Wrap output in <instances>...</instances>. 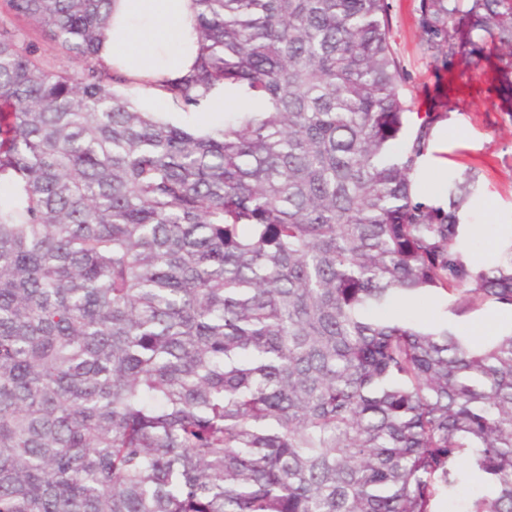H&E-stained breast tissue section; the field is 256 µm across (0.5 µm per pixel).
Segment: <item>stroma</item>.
<instances>
[{
	"instance_id": "35a3bbf8",
	"label": "stroma",
	"mask_w": 512,
	"mask_h": 512,
	"mask_svg": "<svg viewBox=\"0 0 512 512\" xmlns=\"http://www.w3.org/2000/svg\"><path fill=\"white\" fill-rule=\"evenodd\" d=\"M391 44L409 81L404 96L413 111L442 106L447 93L438 89L432 66L419 49L417 0H389ZM491 78L469 84L465 100L441 122L432 139L424 178H444L475 164L481 169L479 187L469 208L475 250L484 262H494L499 249L512 240V126L504 124Z\"/></svg>"
}]
</instances>
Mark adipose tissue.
Returning <instances> with one entry per match:
<instances>
[{
  "mask_svg": "<svg viewBox=\"0 0 512 512\" xmlns=\"http://www.w3.org/2000/svg\"><path fill=\"white\" fill-rule=\"evenodd\" d=\"M197 55L193 0H111L97 63L130 89L150 88L156 107L172 109L165 87L186 75Z\"/></svg>",
  "mask_w": 512,
  "mask_h": 512,
  "instance_id": "adipose-tissue-1",
  "label": "adipose tissue"
}]
</instances>
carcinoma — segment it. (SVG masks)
<instances>
[{"instance_id": "carcinoma-1", "label": "carcinoma", "mask_w": 512, "mask_h": 512, "mask_svg": "<svg viewBox=\"0 0 512 512\" xmlns=\"http://www.w3.org/2000/svg\"><path fill=\"white\" fill-rule=\"evenodd\" d=\"M109 0L0 16V512H512V330L395 309L512 308V241L470 256L480 170L418 191L388 0H195L185 114L144 112L96 52ZM436 79L512 101V0H418ZM25 18L81 64L55 71ZM210 112L200 117L204 126L212 127L222 125L224 122V85L218 86L211 92ZM504 311H509L510 317L508 319H502L497 324L489 325L488 320L490 318ZM401 314L406 318L422 320L427 323H440L448 318V320L455 321L458 328L468 336L477 338L493 336L512 325L510 308L495 306L466 316L454 317L449 313H445L443 302L433 295L425 296L419 303L413 306L404 307L401 310Z\"/></svg>"}]
</instances>
